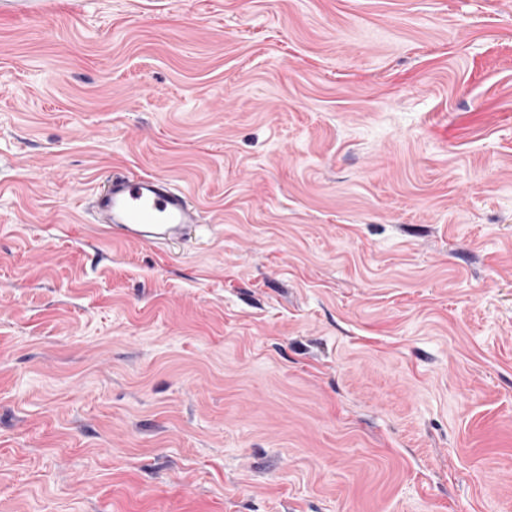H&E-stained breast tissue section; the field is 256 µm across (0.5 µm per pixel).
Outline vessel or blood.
Listing matches in <instances>:
<instances>
[{
    "label": "vessel or blood",
    "mask_w": 512,
    "mask_h": 512,
    "mask_svg": "<svg viewBox=\"0 0 512 512\" xmlns=\"http://www.w3.org/2000/svg\"><path fill=\"white\" fill-rule=\"evenodd\" d=\"M88 211L92 223L149 244L179 238L189 226L206 221L191 194L168 176L119 169L92 194Z\"/></svg>",
    "instance_id": "1"
}]
</instances>
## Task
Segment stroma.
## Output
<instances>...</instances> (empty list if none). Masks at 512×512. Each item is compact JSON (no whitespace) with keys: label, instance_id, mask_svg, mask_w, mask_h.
I'll list each match as a JSON object with an SVG mask.
<instances>
[{"label":"stroma","instance_id":"obj_1","mask_svg":"<svg viewBox=\"0 0 512 512\" xmlns=\"http://www.w3.org/2000/svg\"><path fill=\"white\" fill-rule=\"evenodd\" d=\"M0 512H512V0H0ZM91 224H103L129 240L161 244L206 223L191 194L162 174L113 170L88 202Z\"/></svg>","mask_w":512,"mask_h":512}]
</instances>
